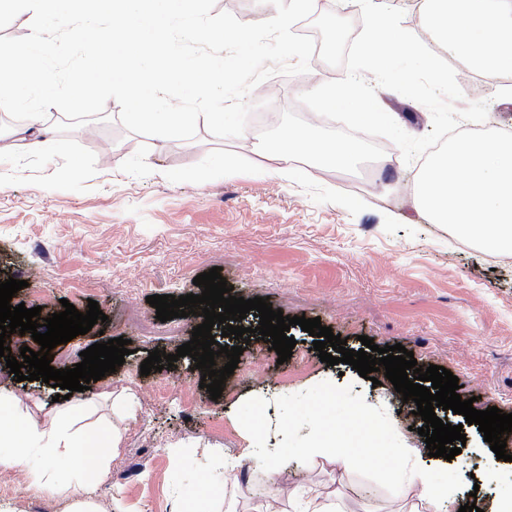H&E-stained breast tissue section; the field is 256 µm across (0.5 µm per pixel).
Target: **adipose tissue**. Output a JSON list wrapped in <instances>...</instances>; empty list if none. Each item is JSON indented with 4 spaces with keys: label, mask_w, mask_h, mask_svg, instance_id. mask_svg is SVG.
<instances>
[{
    "label": "adipose tissue",
    "mask_w": 512,
    "mask_h": 512,
    "mask_svg": "<svg viewBox=\"0 0 512 512\" xmlns=\"http://www.w3.org/2000/svg\"><path fill=\"white\" fill-rule=\"evenodd\" d=\"M29 13L34 23L27 41L12 53L15 73L0 75V99L13 95L16 82L29 84L34 95L23 131L13 138L15 152L26 154L44 150L53 140L54 130L45 111L55 98V81L42 63L55 53L63 35L81 42L86 31H95V44L106 46L112 63L97 69L98 82L111 81L119 72L129 75L123 83L126 95L151 106L148 120L159 126L191 125L194 113L172 112L169 89L150 73L139 68L140 57L159 53L171 34L172 20L161 15L158 0H127L124 13L114 15L111 24L96 23L106 0H90V10L61 9L62 0H9ZM425 20L429 28L456 53L462 55L472 72L480 73L512 65V0H459L449 8L448 0H428ZM268 169L287 176L288 165L298 158H328L339 167L354 166L360 145L348 139L339 143L321 140L306 131H288L277 147H265ZM119 427L79 429L69 411L60 410L49 420L29 421L25 432L0 422V471L25 468L31 487L52 501L77 485L80 475L104 473L121 446ZM389 454L397 469L391 480L397 500L407 502L406 512H451L463 478L436 481L419 449L405 442L393 443ZM303 457L313 464H330L350 471L362 461L353 443L323 432H315L302 446Z\"/></svg>",
    "instance_id": "ef3b65f1"
}]
</instances>
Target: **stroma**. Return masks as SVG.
<instances>
[{"label":"stroma","mask_w":512,"mask_h":512,"mask_svg":"<svg viewBox=\"0 0 512 512\" xmlns=\"http://www.w3.org/2000/svg\"><path fill=\"white\" fill-rule=\"evenodd\" d=\"M403 10L402 25L450 63L458 58L424 25V0H385ZM312 59L308 73L277 74L276 101H256L264 112L305 114L302 93L345 75ZM505 75L468 74L464 103L488 101L486 127L512 131V99L498 96ZM380 106L408 134L426 135L429 110L394 91L378 89ZM115 100L106 120L95 121L96 138L72 131L98 158L87 191L0 186V282L27 281L13 304L40 307L41 317L61 312L69 300L79 312L97 301L105 321L74 345L130 340L132 352L115 372L69 398L77 425L112 423V397L130 396L121 423L119 455L108 471L85 481L97 512H288L290 498L313 489L336 497L345 512H394L395 462L385 453L393 432L421 448L423 421L415 403L403 402L384 372L375 381L351 365L322 363L313 338L290 328L296 345L279 361L264 341L246 345L220 398L201 389L202 372L191 357L172 368L142 375L152 350L175 353L191 340L203 316L172 319L177 335L143 336L136 314L152 322V295L201 294L194 278L213 267L244 299L269 298L273 309L320 318L323 326L361 349V336L376 345L402 344L419 366L437 365L459 379L462 399L476 409L512 413V253L491 254L431 221L412 201L419 162L405 163L387 144L384 156L359 172L345 173L295 161L288 179L271 174L255 152V138H218L199 127L190 140L128 132ZM163 154H156L157 145ZM236 163L228 167L225 156ZM14 384L22 409L45 418L56 404L55 388L16 381L0 357V383ZM382 405L366 421L360 409ZM443 422L462 427L467 441L455 459L430 458L441 481L470 474L477 495L461 490L455 504L494 512L500 492L512 489V432L507 460L497 459L477 425L439 411ZM359 445L364 461L345 476L332 467L293 459L270 477L252 470L248 450L257 440L270 448H296L310 425ZM240 463L250 491L230 497L225 459ZM69 512L71 501L47 503L23 470L0 473V512Z\"/></svg>","instance_id":"obj_1"}]
</instances>
